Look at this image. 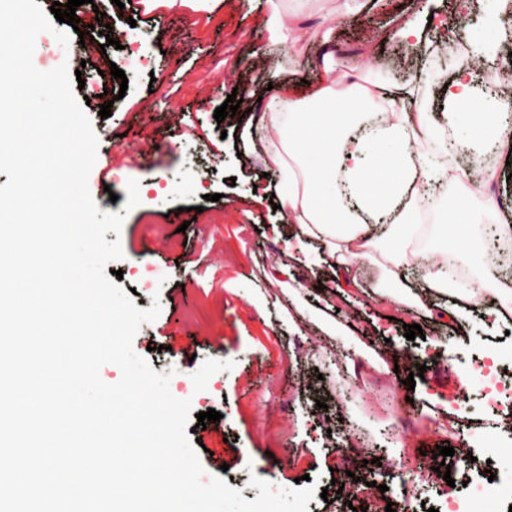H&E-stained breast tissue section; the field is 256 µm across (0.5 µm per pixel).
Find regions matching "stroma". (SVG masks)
Masks as SVG:
<instances>
[{
  "instance_id": "stroma-1",
  "label": "stroma",
  "mask_w": 512,
  "mask_h": 512,
  "mask_svg": "<svg viewBox=\"0 0 512 512\" xmlns=\"http://www.w3.org/2000/svg\"><path fill=\"white\" fill-rule=\"evenodd\" d=\"M366 5L347 0L345 19L332 27L316 15L302 28L281 14L275 37L266 24L267 0H183L173 8L166 0L134 4L114 20L110 36H95L94 43L105 46L104 61L117 63L124 52L116 41L136 32L142 51L154 59V74L131 76L124 89L116 83L105 88L90 65L82 75L85 88L74 96L87 99L84 111L98 138L91 195L100 211L125 215L120 233L105 235L122 246L123 259L111 265L123 273L120 287L142 310L156 301L165 309L174 298L191 301L187 330L158 317L142 324L133 349L154 371L170 374L171 393L191 399L194 411L220 412L216 438L228 467L217 468L208 452H199L205 478L223 477L249 501L259 494L250 485L255 476L277 490L327 489V497L308 503V512L371 507L372 494L357 485L373 481L386 485L383 498L395 512H448L469 493L463 479L482 474L468 469L461 454H436V447L454 446L456 430H479L500 457L502 472H512V433L504 432L501 417L485 411L469 370L472 354L512 346V317L493 327L483 310H473L459 339L450 320L368 300L362 290L380 280V270L369 263L349 273L332 269L317 245L293 239L269 201L282 174L265 173L239 156L246 123L214 118L233 93L242 100L241 110H263L271 100L269 84L288 71L315 82L327 43L341 48L337 66L349 64L356 51L387 87L403 84L400 48L377 38L402 8L430 44L454 13L466 19L456 33L462 43L479 39L491 25L512 34L502 0H380L371 13ZM271 40L277 57L258 55L260 44ZM104 99L113 103L107 118L98 114ZM164 117L171 137L158 143L153 121ZM145 148L158 156V186L141 190L139 205L129 210L127 182L144 173L121 165L120 158ZM175 213L188 221L186 231L171 222ZM280 264L306 270L299 300L285 293L287 277L276 271ZM408 324L420 325L423 337L406 339ZM329 325L339 337L328 336ZM159 331L169 336L170 349L148 350ZM212 336L223 337V352L208 347ZM333 348L346 352L344 366L331 362ZM400 354L425 368L414 386L405 385V372L395 369ZM357 364L364 366L367 383L392 389L395 410H375L356 390L350 368ZM327 413L334 419L328 428L320 423ZM355 432L374 449L376 463L341 459L339 445ZM428 449L434 453L430 467L413 474L377 465L382 458L397 461L403 453ZM443 463L449 472H440Z\"/></svg>"
}]
</instances>
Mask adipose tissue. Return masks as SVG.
Listing matches in <instances>:
<instances>
[{"instance_id": "obj_1", "label": "adipose tissue", "mask_w": 512, "mask_h": 512, "mask_svg": "<svg viewBox=\"0 0 512 512\" xmlns=\"http://www.w3.org/2000/svg\"><path fill=\"white\" fill-rule=\"evenodd\" d=\"M297 72L278 80L274 105L248 124L249 150L270 170L282 172L277 196L281 214L297 238L323 245L331 265L374 263L398 276L421 259L411 244L422 235L424 191L455 188L456 200L443 221L467 238L485 218L497 215L492 193L504 174L502 151L512 145V84L494 82L483 111H471L475 74L457 69L442 90L454 105L448 124L462 130L457 149L479 159L477 173L450 164L448 145L433 126L430 98L421 83L408 81L386 91L359 62L336 72L323 62L310 92L296 86ZM383 221L389 237L371 235ZM374 298L392 297L407 310L427 311L433 299L452 300L453 316L480 306L493 320L512 314V289L484 281L453 282L428 270L424 287L400 280L394 289L370 288Z\"/></svg>"}]
</instances>
